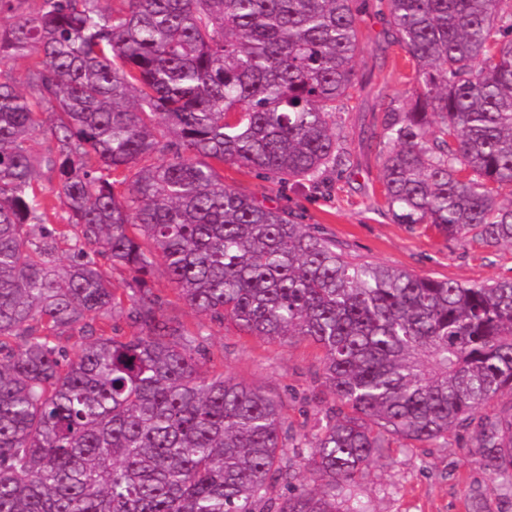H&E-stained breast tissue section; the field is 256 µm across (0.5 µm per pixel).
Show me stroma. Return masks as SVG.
Listing matches in <instances>:
<instances>
[{"label":"stroma","mask_w":512,"mask_h":512,"mask_svg":"<svg viewBox=\"0 0 512 512\" xmlns=\"http://www.w3.org/2000/svg\"><path fill=\"white\" fill-rule=\"evenodd\" d=\"M369 0L359 22L362 51L356 59L352 97L336 115L348 161L322 192L302 181L281 188L254 173L225 166L227 187L247 188L269 204L301 211L352 258L403 268L435 279L469 284L512 277V247L488 251L474 241L448 240L420 228L394 223L381 196L380 168L369 136L380 126L386 98L408 100L414 85L405 53L388 45L386 26ZM151 285L168 315L188 327H202L206 367L280 393L295 431H312L316 399L323 390L321 352L307 341L289 345L246 336L231 326L206 320L179 299L164 266ZM487 494L490 512H512V501L490 493L489 472L470 456L462 435L449 434L440 448L395 446L371 464L355 487L370 512H465L474 492Z\"/></svg>","instance_id":"obj_1"}]
</instances>
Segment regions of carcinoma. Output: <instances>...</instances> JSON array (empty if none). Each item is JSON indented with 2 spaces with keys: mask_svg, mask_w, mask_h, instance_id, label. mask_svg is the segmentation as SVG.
Segmentation results:
<instances>
[{
  "mask_svg": "<svg viewBox=\"0 0 512 512\" xmlns=\"http://www.w3.org/2000/svg\"><path fill=\"white\" fill-rule=\"evenodd\" d=\"M363 7L0 0V512H368L353 488L390 440L453 430L512 492V410L473 418L512 390V279L354 262L302 213L224 186L226 164L281 188L345 164ZM378 7L415 86L373 135L386 211L512 244V0ZM40 175L67 224L36 238ZM159 263L195 312L321 350L333 405L312 432L280 394L204 368L202 329L150 284ZM77 325L92 340L71 358Z\"/></svg>",
  "mask_w": 512,
  "mask_h": 512,
  "instance_id": "obj_1",
  "label": "carcinoma"
}]
</instances>
